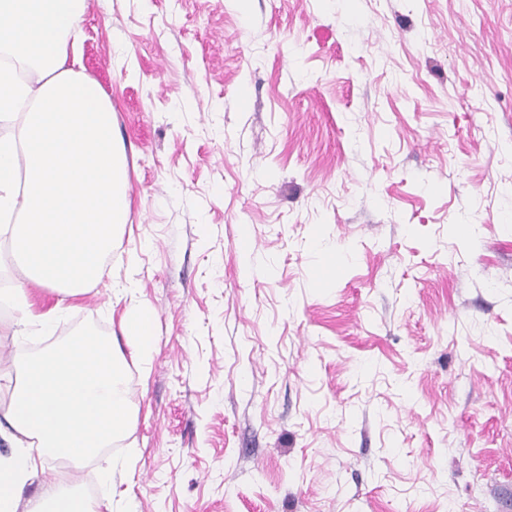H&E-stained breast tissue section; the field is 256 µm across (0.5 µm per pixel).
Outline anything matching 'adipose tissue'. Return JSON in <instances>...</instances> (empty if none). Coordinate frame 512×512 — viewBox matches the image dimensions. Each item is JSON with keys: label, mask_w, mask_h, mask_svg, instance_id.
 Wrapping results in <instances>:
<instances>
[{"label": "adipose tissue", "mask_w": 512, "mask_h": 512, "mask_svg": "<svg viewBox=\"0 0 512 512\" xmlns=\"http://www.w3.org/2000/svg\"><path fill=\"white\" fill-rule=\"evenodd\" d=\"M85 8V0H0V233L16 254L6 290L12 336L49 334L67 299L102 279L129 219L112 103L78 69ZM35 286L56 292L55 304L39 310ZM156 324L146 305L127 310L123 331L136 352L153 347ZM126 365L112 339L90 331L20 367L0 365L8 393L0 436L13 446L0 456V512H111L116 465L101 469L97 499L74 493V471L130 429ZM46 454L71 472L45 470ZM36 478L43 493L25 496Z\"/></svg>", "instance_id": "adipose-tissue-1"}]
</instances>
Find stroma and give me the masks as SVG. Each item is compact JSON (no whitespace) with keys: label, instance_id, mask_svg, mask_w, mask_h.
Listing matches in <instances>:
<instances>
[{"label":"stroma","instance_id":"stroma-1","mask_svg":"<svg viewBox=\"0 0 512 512\" xmlns=\"http://www.w3.org/2000/svg\"><path fill=\"white\" fill-rule=\"evenodd\" d=\"M131 211L24 361L131 348L137 512H512V0H87ZM157 317L155 312L144 304L130 307L123 319L125 336L134 340L133 345L138 354L151 349L156 338Z\"/></svg>","mask_w":512,"mask_h":512}]
</instances>
